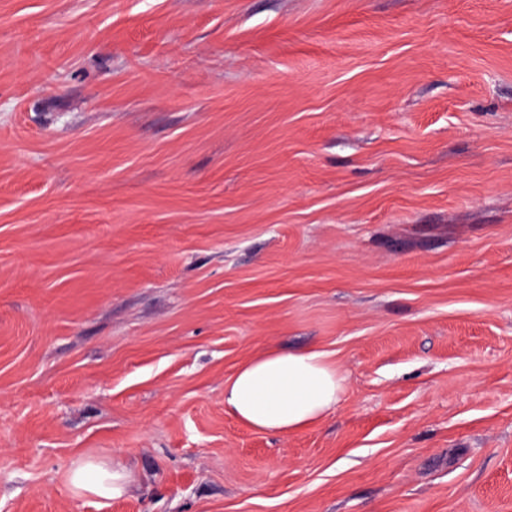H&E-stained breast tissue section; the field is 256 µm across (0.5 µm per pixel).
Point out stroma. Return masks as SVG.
Wrapping results in <instances>:
<instances>
[{
    "label": "stroma",
    "instance_id": "obj_1",
    "mask_svg": "<svg viewBox=\"0 0 512 512\" xmlns=\"http://www.w3.org/2000/svg\"><path fill=\"white\" fill-rule=\"evenodd\" d=\"M0 512H512V0H0ZM344 382L322 349H271L243 362L224 383V409L257 430L296 432L335 409ZM132 482V471L125 459L113 457L112 463L85 462L72 469L70 483L80 494L102 498L122 497Z\"/></svg>",
    "mask_w": 512,
    "mask_h": 512
}]
</instances>
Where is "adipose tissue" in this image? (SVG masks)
Masks as SVG:
<instances>
[{
	"instance_id": "adipose-tissue-1",
	"label": "adipose tissue",
	"mask_w": 512,
	"mask_h": 512,
	"mask_svg": "<svg viewBox=\"0 0 512 512\" xmlns=\"http://www.w3.org/2000/svg\"><path fill=\"white\" fill-rule=\"evenodd\" d=\"M328 352L265 351L243 362L224 384V407L243 424L264 432L291 433L308 428L333 411L344 390ZM132 482L125 459L85 462L72 469L70 483L81 494L122 497Z\"/></svg>"
}]
</instances>
